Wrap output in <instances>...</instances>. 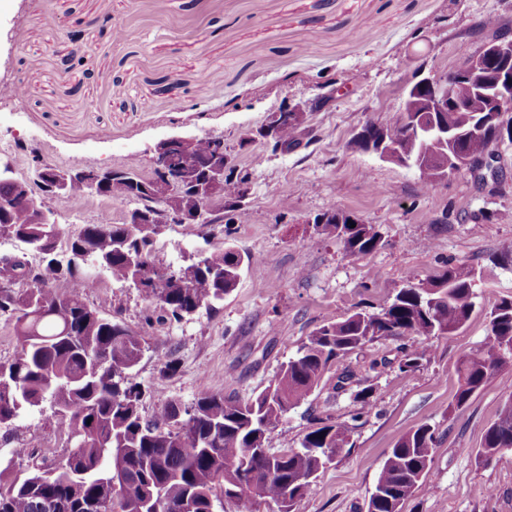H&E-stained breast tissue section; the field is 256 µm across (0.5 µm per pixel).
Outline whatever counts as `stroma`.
Here are the masks:
<instances>
[{"label":"stroma","mask_w":512,"mask_h":512,"mask_svg":"<svg viewBox=\"0 0 512 512\" xmlns=\"http://www.w3.org/2000/svg\"><path fill=\"white\" fill-rule=\"evenodd\" d=\"M121 29L113 42L111 27ZM94 48L75 53L74 31ZM512 34V0H6L0 9V159L34 179L37 160L61 168H150L149 151L173 135L220 136L249 176L243 209L223 224H170L155 239L167 264L233 244L251 264L213 309L176 321L147 318L144 291L103 272L80 291L105 317L138 331L147 349L135 371L144 414L167 400L188 405L206 392L246 399L264 389L317 328L355 309L379 310L406 282L450 266L482 272L477 306L445 336L418 339L426 358L398 368L402 342L381 337L333 366L312 395L271 431L276 451L298 447L321 419L351 425V444L311 483L296 512H364L388 448L431 425L437 451L428 478L403 512H512V453L477 463L486 429L508 395L512 371L456 406L459 357L479 347L490 310L512 297V141L494 144L498 185L463 171L423 187L416 168L362 152L368 123L401 120L417 67L431 78L455 71L495 32ZM30 95L16 96L18 85ZM335 90L310 112L288 150L244 142L282 105ZM131 202L77 194L57 205L59 260L68 241L109 211L121 223ZM375 225L381 241L350 256L313 222L329 210ZM174 372L162 373L164 361ZM348 374L347 390L336 387ZM370 393L355 417L354 394ZM75 445L50 404L0 427V457L14 448L22 474Z\"/></svg>","instance_id":"1"}]
</instances>
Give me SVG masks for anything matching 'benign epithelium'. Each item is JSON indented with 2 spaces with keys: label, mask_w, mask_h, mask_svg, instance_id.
I'll return each mask as SVG.
<instances>
[{
  "label": "benign epithelium",
  "mask_w": 512,
  "mask_h": 512,
  "mask_svg": "<svg viewBox=\"0 0 512 512\" xmlns=\"http://www.w3.org/2000/svg\"><path fill=\"white\" fill-rule=\"evenodd\" d=\"M472 80L476 93L485 100V111L491 113L496 120L492 143L500 141L504 135L512 138V118L504 120V116L512 112V37L507 34L497 35L489 40L477 55L467 56L461 66L452 74L442 80H433L423 75L422 69H417L413 80L407 84L405 97L401 109L402 114L409 112H446L448 109L464 111V107L455 98V85L460 80ZM305 110L298 106L281 107L272 114L269 121L259 128L258 133L279 143V149L288 150V144L279 142L277 125L286 120L296 126L304 122ZM406 129L413 133L423 131H441L446 138L455 144L459 140L467 139L469 133H481L483 127L470 128V132L460 133L439 127L436 123L426 126L422 122L406 120ZM402 135L394 129H380L377 139L368 138L366 131L357 135V140L368 143L369 151L379 157L402 166H418V163L408 159L401 148ZM199 140L197 136L175 135L159 141L151 150L150 162L152 172L146 182H134L129 190L127 199L138 204L132 210L126 224L130 233H135L139 225L150 224H222L224 223V181L232 180L237 184V199L235 205L243 207L250 195V182L248 176L237 171L226 170L224 162V137L208 136L211 144V154L203 168L197 171L194 166L185 164L174 167L171 162V149L180 146L184 156L191 158V149ZM493 150L488 148L480 155H473L459 148H454L451 155H439L434 161L436 176L434 180L445 179L462 170L478 172L483 169H493ZM125 168L103 169H62L50 164L37 167L36 185L39 193L48 194L54 198H65L74 190L80 189L87 193H94L105 183L119 179L125 175ZM20 186L19 200L30 208H35L36 199L30 189L31 183L16 175L12 163L0 162V178ZM160 181L173 190L174 196L150 207L149 213L139 208L144 198L152 196L149 181ZM190 187L196 200L194 208H183L178 200L177 193L184 187Z\"/></svg>",
  "instance_id": "obj_1"
}]
</instances>
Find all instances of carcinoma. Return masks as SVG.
I'll list each match as a JSON object with an SVG mask.
<instances>
[{"mask_svg": "<svg viewBox=\"0 0 512 512\" xmlns=\"http://www.w3.org/2000/svg\"><path fill=\"white\" fill-rule=\"evenodd\" d=\"M456 95L467 111L443 113L448 127L466 130L487 116L469 83H458ZM490 133L488 128L486 135L468 138L462 149L483 152ZM33 219L34 212L20 207L9 223H0V230L26 245L0 256V316L13 322L19 343L16 357L0 363V426L48 402L76 446L54 466L33 463L22 477L12 475L8 465L0 467V512H214L218 491L234 501L237 512L285 501L286 512H294L317 474L348 443L349 427H317L300 447L284 453L266 448L267 433L353 350L384 336L451 334L475 309V274L449 267L434 278L408 282L378 312L361 309L322 325L253 397L204 393L185 409L167 400L149 421L142 414L145 391L133 381L144 336L100 315L78 292L48 287L66 275L84 284L88 280L49 257L59 233ZM316 228L351 256L380 243L371 224H336L329 218ZM159 232L154 224L129 239L126 224L105 218L86 225L70 247L117 282L130 284L139 276L147 285L162 265L153 248ZM249 263L248 255L231 246L197 257L176 271L180 282L150 289V303L174 320L212 308L234 291ZM20 279L37 287H10ZM425 357L426 352L404 346L398 367L413 371ZM511 368L512 300L505 298L489 313L484 344L458 360L456 406ZM436 445L428 424L401 436L385 456L365 512H402L427 478ZM504 448L512 449V394L487 428L476 460L486 463Z\"/></svg>", "mask_w": 512, "mask_h": 512, "instance_id": "obj_1", "label": "carcinoma"}]
</instances>
